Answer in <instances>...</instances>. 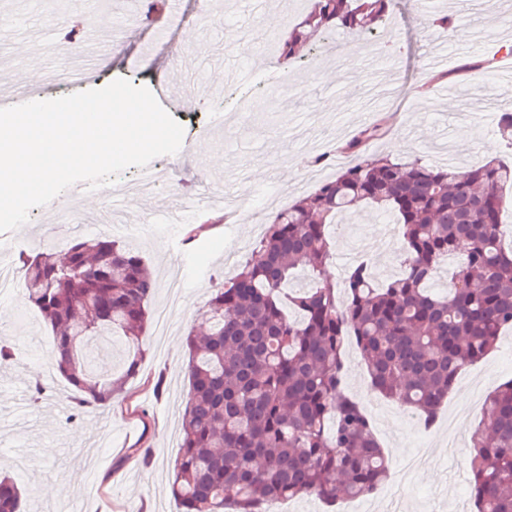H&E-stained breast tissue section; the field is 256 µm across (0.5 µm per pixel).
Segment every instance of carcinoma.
Returning <instances> with one entry per match:
<instances>
[{"mask_svg": "<svg viewBox=\"0 0 512 512\" xmlns=\"http://www.w3.org/2000/svg\"><path fill=\"white\" fill-rule=\"evenodd\" d=\"M395 0H305L303 18L275 53L343 28L363 39ZM378 126L345 147L347 165L315 192L277 211L235 275L211 295L202 335L186 337L190 391L172 493L180 512H266L314 494L327 503L366 496L387 460L363 407L341 388L356 345L374 390L427 427L461 371L512 328V246L502 244L503 189L512 159L460 170L394 163L366 146ZM371 203L400 226L402 271L375 283L361 261L346 292L321 278L336 215ZM460 253L448 294L432 288L442 261ZM28 302L51 327V365L81 396L75 414L112 400L142 360L155 281L142 257L104 236L74 239L23 260ZM298 271L312 285L283 295ZM471 435L476 512H512V379L486 398ZM0 512H25L23 493L0 477Z\"/></svg>", "mask_w": 512, "mask_h": 512, "instance_id": "1", "label": "carcinoma"}]
</instances>
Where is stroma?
Returning a JSON list of instances; mask_svg holds the SVG:
<instances>
[{
  "instance_id": "stroma-1",
  "label": "stroma",
  "mask_w": 512,
  "mask_h": 512,
  "mask_svg": "<svg viewBox=\"0 0 512 512\" xmlns=\"http://www.w3.org/2000/svg\"><path fill=\"white\" fill-rule=\"evenodd\" d=\"M146 0H98L99 20L115 34L100 54L89 56L85 43L65 57L40 61L32 51L42 39L65 40L69 29L52 24L39 0H0V14L13 25L0 31V73L9 80L39 84L47 96L74 93L62 79L67 68L83 63L90 75L84 86L101 88L125 78L157 89L182 83V90L158 101L184 128L182 150L153 160L162 174L145 208L168 210L179 199L204 190H225L237 201L241 221L214 223L216 200L199 205L190 224H142L123 211L111 231L100 227L101 195L76 198L88 229L58 223L49 207L32 208L20 229L0 234V265L13 271L11 288L0 295V338L13 347L15 359L0 368V476L13 477L27 496L29 512H58L69 500L73 512H179L171 494L174 467L181 452V414L189 393L185 339L197 326L214 289L232 277L250 255L275 210L312 193L308 174L322 152L340 153L359 130L375 121L386 128L371 152L393 162L419 160L435 166L467 168L507 155L495 133L497 111L469 110V103L499 97L498 70L474 73L468 64L496 58L512 47V0L507 6L474 17L455 0H435L422 8L418 0H398L384 30L396 41L394 60H378L375 48L359 38L335 32L320 38L310 54L284 64L275 52L258 57L256 44L267 31L283 38L298 21L302 0H180L178 17H147ZM453 19L454 35L443 36L438 16ZM453 52L442 67L446 77L429 84L427 66L437 40ZM250 69L249 81L229 78L232 66ZM293 76L299 90L255 111L237 127L250 98L273 87L281 73ZM223 78L221 94L209 84ZM206 145L202 156L198 145ZM288 154L279 165V154ZM330 265L344 276L348 265L337 253L346 242L361 244L381 279L399 272L398 226L366 204L350 228L331 226ZM113 240L136 249L156 279L148 304L150 318L142 336L139 371L110 403L72 417V386L55 378L40 402L31 387L48 365L52 334L25 299L22 260L36 246L64 245L74 238ZM186 283L181 300L169 305L173 278ZM170 307L172 329L160 336L153 324L158 310ZM512 379V332L460 374L444 401L435 426L404 414L394 401L371 395L366 412L390 470L420 457L424 465L410 482L387 478L371 498H357L360 512H387L401 504L409 512H473L468 495L471 434L486 412L483 396ZM150 465H143V452ZM82 473L73 485V473Z\"/></svg>"
}]
</instances>
